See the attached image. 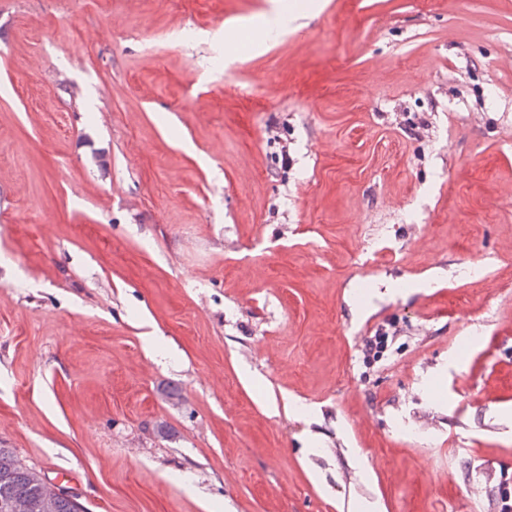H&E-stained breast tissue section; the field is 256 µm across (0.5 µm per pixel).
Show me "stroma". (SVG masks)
I'll return each mask as SVG.
<instances>
[{
  "label": "stroma",
  "instance_id": "stroma-1",
  "mask_svg": "<svg viewBox=\"0 0 512 512\" xmlns=\"http://www.w3.org/2000/svg\"><path fill=\"white\" fill-rule=\"evenodd\" d=\"M283 2L0 0V446L86 512H498L512 0Z\"/></svg>",
  "mask_w": 512,
  "mask_h": 512
}]
</instances>
